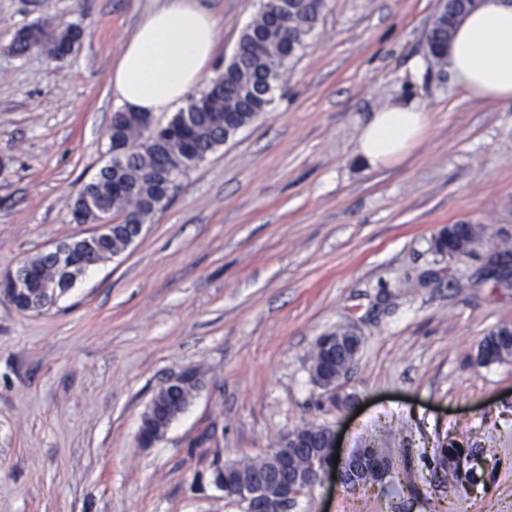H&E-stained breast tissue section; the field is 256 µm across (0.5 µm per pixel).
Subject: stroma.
Wrapping results in <instances>:
<instances>
[{
  "instance_id": "1",
  "label": "stroma",
  "mask_w": 512,
  "mask_h": 512,
  "mask_svg": "<svg viewBox=\"0 0 512 512\" xmlns=\"http://www.w3.org/2000/svg\"><path fill=\"white\" fill-rule=\"evenodd\" d=\"M166 0H0V273L92 232L79 189L108 160L111 78ZM272 105L181 177L119 257L39 312L0 299V512H240L208 480L214 460L262 458L288 430H331L345 455L373 441L389 478L351 492L328 478L294 512H512V359L476 356L512 324V288L484 276L512 244V101L468 96L426 65L439 0H325ZM217 21L222 72L260 0H197ZM81 23L61 62L11 56L35 21ZM409 99L430 115L398 162L357 153L374 112ZM451 224L484 241L431 250ZM355 329L342 411L314 385L319 336ZM196 370L201 388L164 439L140 447L152 398ZM406 436L391 434L396 422ZM494 449L483 488L410 495L403 465L449 442Z\"/></svg>"
}]
</instances>
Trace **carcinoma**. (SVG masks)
Instances as JSON below:
<instances>
[{
    "mask_svg": "<svg viewBox=\"0 0 512 512\" xmlns=\"http://www.w3.org/2000/svg\"><path fill=\"white\" fill-rule=\"evenodd\" d=\"M325 8V0H294V11L282 14L273 22L264 11L240 35L237 46L242 55L231 57L224 70L209 85L191 96L186 107L168 123L146 133L141 116L121 112L111 126L112 148L120 159H111L105 173L90 182L86 190L93 192L108 206L112 216L136 224L146 223L149 216L169 200L176 181L223 145L241 128L251 124L267 109L273 97L260 98L268 88H277L284 71L306 46ZM457 20L439 13L426 35V49L431 64H447L440 41L452 39ZM43 38H31L32 23L21 28L10 44L9 52L18 58L34 49L51 60H63L80 45L84 36L81 24H48ZM72 219L79 224L103 219L98 209L73 204ZM475 246L480 243L477 224H456L441 232L432 242L433 251L442 256L453 255L461 241ZM512 338L494 331L481 342L477 360L481 366L501 363L512 357ZM198 377L186 381L184 393L167 399V416L183 412L197 388ZM483 450L464 448L453 442L438 449L436 467L458 485L478 486L479 467L475 464ZM265 471V461L232 463L231 478L253 479Z\"/></svg>",
    "mask_w": 512,
    "mask_h": 512,
    "instance_id": "obj_1",
    "label": "carcinoma"
}]
</instances>
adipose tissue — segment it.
<instances>
[{
  "label": "adipose tissue",
  "instance_id": "obj_1",
  "mask_svg": "<svg viewBox=\"0 0 512 512\" xmlns=\"http://www.w3.org/2000/svg\"><path fill=\"white\" fill-rule=\"evenodd\" d=\"M215 36V18L194 0H168L139 24L123 49L112 75L116 105L156 114L186 104L215 53ZM448 65L470 96L512 100V0H479L454 30ZM429 122L415 102H398L375 112L358 151L373 166L396 162Z\"/></svg>",
  "mask_w": 512,
  "mask_h": 512
}]
</instances>
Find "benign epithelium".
Returning <instances> with one entry per match:
<instances>
[{
	"mask_svg": "<svg viewBox=\"0 0 512 512\" xmlns=\"http://www.w3.org/2000/svg\"><path fill=\"white\" fill-rule=\"evenodd\" d=\"M114 224L105 222L85 237L70 242H61L42 252L47 268L40 279V287H35V276L28 262L23 261L13 271L0 276V296L22 311L38 312L53 301L60 293L71 288L70 278H60L78 268L85 270L100 265L101 243L112 237ZM491 271L504 283L512 285V259L507 255H495L490 264ZM361 348V338L355 330L347 328L328 336L321 341L320 349L325 356L342 352L346 366H352ZM189 371L184 370L172 376L151 400L143 415L138 431V441L143 447H150L161 441L167 429L162 415V399L182 384ZM313 383L333 396L336 384L342 376L316 368L310 370ZM319 433V448L305 461L296 457L295 449L305 448L312 438L311 431ZM336 457L335 435L327 428L305 425L289 430L281 435L275 447L265 454L267 463L265 474L251 482L239 486L227 485L221 477L213 485L224 492V498L235 503L247 512H291L294 505L307 491L323 482L327 477L336 476L338 482L349 488L360 486L359 473L368 465L369 459L359 458L352 452L346 457Z\"/></svg>",
	"mask_w": 512,
	"mask_h": 512,
	"instance_id": "7a95c632",
	"label": "benign epithelium"
}]
</instances>
